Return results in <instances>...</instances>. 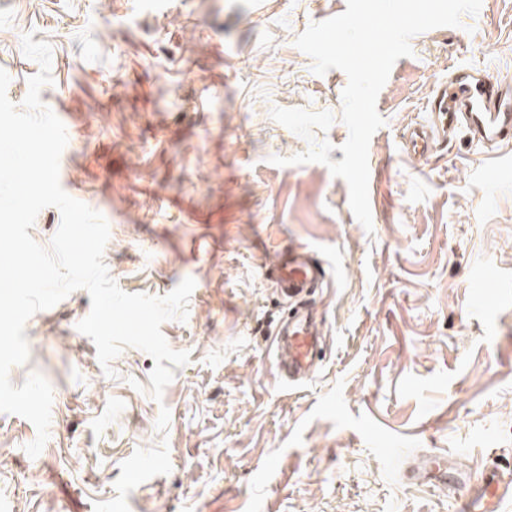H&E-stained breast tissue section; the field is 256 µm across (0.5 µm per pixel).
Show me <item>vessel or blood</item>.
I'll return each instance as SVG.
<instances>
[{
	"label": "vessel or blood",
	"mask_w": 512,
	"mask_h": 512,
	"mask_svg": "<svg viewBox=\"0 0 512 512\" xmlns=\"http://www.w3.org/2000/svg\"><path fill=\"white\" fill-rule=\"evenodd\" d=\"M426 124L414 129L404 148L406 154H424L431 144L447 143L457 131H465L470 140L487 153H496L512 144V83L492 76L486 69L457 65L448 80L433 90ZM278 283L293 292L320 280L325 271L306 249L282 258L278 267ZM318 338L308 319H301L289 329L284 341L287 356L278 362L280 371L289 377L302 378L313 369V356ZM484 485L465 501L462 512H499L497 500L487 498L489 486L500 488L502 496L512 498V473L483 474Z\"/></svg>",
	"instance_id": "1"
}]
</instances>
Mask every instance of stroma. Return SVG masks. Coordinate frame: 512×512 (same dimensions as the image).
<instances>
[{
	"label": "stroma",
	"mask_w": 512,
	"mask_h": 512,
	"mask_svg": "<svg viewBox=\"0 0 512 512\" xmlns=\"http://www.w3.org/2000/svg\"><path fill=\"white\" fill-rule=\"evenodd\" d=\"M346 0H0V69L16 104L48 42L40 97L66 127L59 180L101 213L119 288L196 285L166 321L190 361L162 400L153 359L110 368L79 332L91 299L69 294L26 323V364L53 388L48 440L0 413V512H458L472 482L512 470V146L489 172L464 133L424 163L401 137L452 65L512 80V0H482L457 27L414 36L377 98L369 145L372 230L320 163L277 166L308 143L275 107L331 112L319 140L340 161L346 74L318 75L295 45ZM296 247L326 277L313 304L324 357L297 383L272 360L285 312L269 267ZM170 411L166 432L156 421ZM443 455L464 482L414 467Z\"/></svg>",
	"instance_id": "stroma-1"
}]
</instances>
